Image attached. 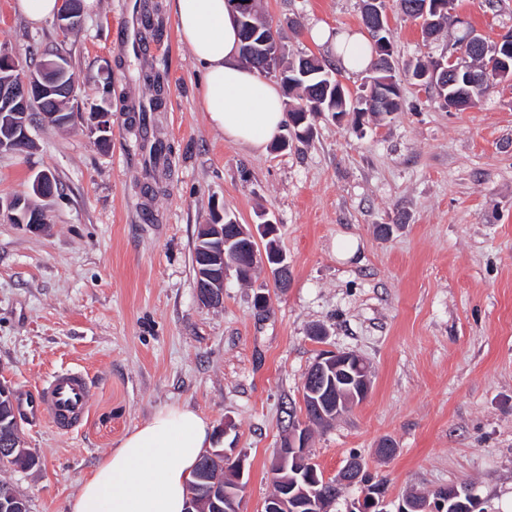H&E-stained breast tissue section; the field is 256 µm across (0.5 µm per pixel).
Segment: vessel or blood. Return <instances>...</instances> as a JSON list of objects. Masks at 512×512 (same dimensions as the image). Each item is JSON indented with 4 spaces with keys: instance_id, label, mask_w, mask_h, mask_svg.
Here are the masks:
<instances>
[{
    "instance_id": "obj_1",
    "label": "vessel or blood",
    "mask_w": 512,
    "mask_h": 512,
    "mask_svg": "<svg viewBox=\"0 0 512 512\" xmlns=\"http://www.w3.org/2000/svg\"><path fill=\"white\" fill-rule=\"evenodd\" d=\"M89 396L84 372L70 368L55 372L35 391L24 395L19 405L30 417L47 420L56 430L69 433L87 413Z\"/></svg>"
}]
</instances>
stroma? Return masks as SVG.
Segmentation results:
<instances>
[{
	"instance_id": "1",
	"label": "stroma",
	"mask_w": 512,
	"mask_h": 512,
	"mask_svg": "<svg viewBox=\"0 0 512 512\" xmlns=\"http://www.w3.org/2000/svg\"><path fill=\"white\" fill-rule=\"evenodd\" d=\"M0 0V47L65 55L89 112L112 90V141L83 121L33 131L32 150L0 154V201L30 191L46 170L61 192L40 200L47 226L32 234L0 219V377L16 396L62 366L91 381L89 410L68 434L23 419L36 467L7 474L30 512L67 501L127 431L181 403L226 428L224 447L247 453L244 512H261L271 464L305 420L303 384L322 350L352 351L369 368L367 398L330 426L311 429L308 451L328 476L367 463L390 504L469 484L481 512H512V82L473 108L451 111L408 74L449 55V27L424 40L393 13L390 39L401 111L337 119L312 115V134L257 153L225 139L200 106L199 68L178 35L170 0L159 26L126 44L134 0H96L70 36L54 20L31 25ZM287 54L330 58L310 31L361 29L362 0H257ZM488 42L512 30V0H454ZM159 74L163 106L149 122L169 145L145 178L134 120ZM229 215L272 220L290 263L285 289L264 268L228 275L224 302L203 304L193 249L199 225ZM394 225L380 237L377 227ZM357 241L339 258L340 237ZM265 289L269 305L257 313ZM391 440L396 454L378 459Z\"/></svg>"
}]
</instances>
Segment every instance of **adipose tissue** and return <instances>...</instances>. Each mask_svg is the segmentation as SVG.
Returning <instances> with one entry per match:
<instances>
[{
    "instance_id": "ef3b65f1",
    "label": "adipose tissue",
    "mask_w": 512,
    "mask_h": 512,
    "mask_svg": "<svg viewBox=\"0 0 512 512\" xmlns=\"http://www.w3.org/2000/svg\"><path fill=\"white\" fill-rule=\"evenodd\" d=\"M176 28L202 68L201 106L226 139L254 150L282 131L280 89L240 58L236 13L228 0H172ZM349 70L366 68L371 51L359 33L314 32ZM212 425L180 404L159 408L105 455L68 502V512H185L187 484L210 448Z\"/></svg>"
}]
</instances>
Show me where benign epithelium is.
Wrapping results in <instances>:
<instances>
[{
  "mask_svg": "<svg viewBox=\"0 0 512 512\" xmlns=\"http://www.w3.org/2000/svg\"><path fill=\"white\" fill-rule=\"evenodd\" d=\"M447 0H416L412 7L423 16L429 18L449 9ZM367 12L372 32L381 57L385 59V65L374 71L375 77L370 79L373 90L386 87L395 83L393 66L391 62L392 49L390 43L383 38L390 33L391 14L387 8L386 0H368ZM81 24L80 0H62L61 12L57 15L56 25L60 30L78 29ZM244 52L250 53L252 42L259 40L264 47L261 55L260 68L263 72L275 75L286 86L291 85L287 74L299 75L303 78L311 74L310 61L307 56L300 57L299 62L293 63L287 70L281 68V47L276 39L272 27L262 32L249 21H244ZM495 58L505 63L498 70L500 76L512 79V68L507 66L508 57H512V35L506 33L500 36L494 46ZM457 54L444 56L433 62L425 64V69L418 72L415 79L422 84L448 83L457 86V89L448 94L447 107L450 110H460L466 106L468 99V87L473 82L480 80L478 76H471L465 86H458V82L452 79L456 69L454 63ZM67 58L61 53H46L42 56L37 67L28 69L21 65L11 54L0 49V127L4 135L0 136V152L16 150V143L20 140L32 141L29 105L33 98L38 97L59 103L76 95V87L67 80ZM111 103L108 97H103V103L95 108L92 116V131L98 133L100 142L111 139L112 125L110 122ZM54 185L53 179L46 171L37 173L33 180V192L38 197H47L54 194L48 190V186ZM6 210L11 220L21 229L30 233L43 231V214L30 200L16 198L3 206L0 211ZM237 238L257 239L262 236L269 239L275 235L276 225L266 220L261 224H253L249 227L237 225ZM200 239L224 240V246H229L233 239L225 236V225L202 224L199 226ZM260 263L267 269L271 277L283 287L288 284L289 266L286 256L279 251L263 253L259 256ZM245 265L232 263L227 260L226 252L212 256L211 267L205 269L204 279L207 280L201 288L197 289L199 300L209 306L223 303L224 280L230 271L242 274ZM354 364L358 369L360 386L358 392L349 393L342 398V406L363 400L370 389V378L363 360L353 352L329 351L316 359L309 370V378L304 384V402L314 403L318 413L324 414L323 408L328 406V397H320V391L315 387L317 378L327 371L348 372L349 364ZM15 437L5 439L0 443V454L10 456V459H22L32 453L29 448L23 447L21 423L15 422ZM223 442L222 432H217L216 444L218 448L206 453L203 465L207 469L228 468L236 470L237 487L236 498L232 499V512H242V491L245 473L246 456L239 448H221ZM308 430L305 426L293 428L288 435V441L282 443L276 450L274 469L291 467L299 474L305 484L301 489L303 503H298L292 495L276 494L266 499L264 512H297L302 507L306 512H329V507L336 500V490L346 486L359 484L363 486L362 495L353 503L350 512H387V500L383 492L375 486L367 477L363 462L356 458L339 472L333 480L318 479L319 465L307 454ZM465 499L468 501L469 512H477L479 502L471 490L466 486H454L450 489L444 487L433 494V498L425 496L404 497L396 506V512H444L448 496Z\"/></svg>",
  "mask_w": 512,
  "mask_h": 512,
  "instance_id": "1",
  "label": "benign epithelium"
}]
</instances>
